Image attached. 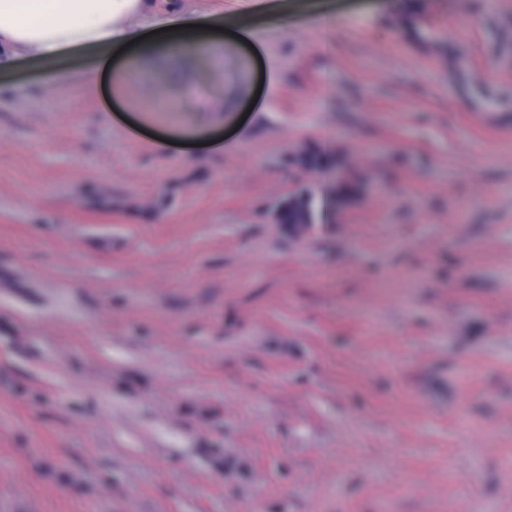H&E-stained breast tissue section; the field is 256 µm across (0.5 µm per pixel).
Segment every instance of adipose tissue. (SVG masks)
Returning <instances> with one entry per match:
<instances>
[{"mask_svg": "<svg viewBox=\"0 0 512 512\" xmlns=\"http://www.w3.org/2000/svg\"><path fill=\"white\" fill-rule=\"evenodd\" d=\"M191 15L159 17L152 0H0V72L26 61L49 74L54 84L93 88L100 69L72 71L61 60L80 48L110 65L117 93L127 80L154 72L167 82V67L189 63L200 76L224 57L223 20L212 17L207 29L191 25Z\"/></svg>", "mask_w": 512, "mask_h": 512, "instance_id": "adipose-tissue-1", "label": "adipose tissue"}]
</instances>
